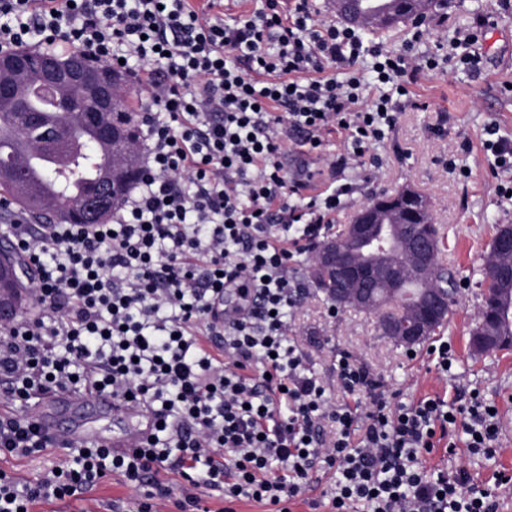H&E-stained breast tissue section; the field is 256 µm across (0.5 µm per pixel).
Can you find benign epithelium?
Instances as JSON below:
<instances>
[{
	"label": "benign epithelium",
	"mask_w": 512,
	"mask_h": 512,
	"mask_svg": "<svg viewBox=\"0 0 512 512\" xmlns=\"http://www.w3.org/2000/svg\"><path fill=\"white\" fill-rule=\"evenodd\" d=\"M25 55L20 52L0 54V97L14 94L25 75ZM44 76L52 83L72 85L81 96L94 102L95 112L89 117L104 120L103 130L109 140L123 139V134L112 127V113L118 110L115 89L124 82L121 74L110 66L93 65L81 57L46 58ZM132 165L114 171L92 194L83 219L96 224L109 214L112 201L127 184ZM396 195L414 204L416 212L405 213L407 224H382L383 208L373 202L357 210L351 223L344 225L340 238L321 243L312 261V272L320 278H332L330 300L334 305L351 308L378 318L382 334L405 347H413L428 339L436 322L450 313L448 294L438 288L408 296L402 286L401 274L391 263H373L366 256L377 250L387 251L393 246L408 257L410 270L423 280L431 276L439 248L431 229L418 224L420 216L432 214L428 198L420 197L410 186L396 190ZM498 252L502 261L489 271L502 283L499 302L512 300V225H500L497 234ZM21 311L17 299V279L0 278V319L10 318ZM497 322L480 317L472 333L471 345L477 354L512 345V336H503L496 330Z\"/></svg>",
	"instance_id": "1"
}]
</instances>
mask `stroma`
<instances>
[{"label": "stroma", "instance_id": "stroma-1", "mask_svg": "<svg viewBox=\"0 0 512 512\" xmlns=\"http://www.w3.org/2000/svg\"><path fill=\"white\" fill-rule=\"evenodd\" d=\"M445 8L461 28L485 17L487 34L477 46L484 59L480 74L469 75L452 64L435 73H420L410 86L412 105L400 113L385 141L345 167L332 164L333 157L343 151L335 132L325 135L322 147L315 151L288 142L284 162L289 174L302 175L305 185L299 194L303 197L351 184V193L326 230L330 236L375 193L410 185L429 196L434 220L445 235L440 259L456 277L449 324L429 342L407 349L383 337L374 316L351 309L329 314V302L310 278L312 260L306 253L295 265L306 293L288 314V334L310 372L327 384L331 398L339 404L348 400L335 370L344 353L352 354L384 382L393 410L436 395L460 406L467 403L471 391H479L498 411L495 453L471 452L458 429L453 434L454 458H447L440 447L426 455L425 466L451 475L466 469L475 489L493 490L499 512H512V482L497 481L498 473L512 475V351L476 355L470 349L490 243L497 225L512 224V199L502 192L504 186H512V169L495 167L491 151L485 148L486 130L491 126L498 137L512 141V93L507 90L512 84V7L495 9L489 0H447ZM443 341L454 353L446 375L428 353L430 345ZM35 404L67 429L108 437L124 428L111 412L89 401L70 406L47 395L36 398ZM137 496V490L116 475L78 496L35 505L34 512H118V504Z\"/></svg>", "mask_w": 512, "mask_h": 512}]
</instances>
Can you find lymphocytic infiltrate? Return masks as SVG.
Instances as JSON below:
<instances>
[{
    "label": "lymphocytic infiltrate",
    "instance_id": "1",
    "mask_svg": "<svg viewBox=\"0 0 512 512\" xmlns=\"http://www.w3.org/2000/svg\"><path fill=\"white\" fill-rule=\"evenodd\" d=\"M223 0H0V52L63 49L121 70L140 107L141 176L101 224L19 221L9 238L27 265L30 309L0 322V454L75 453L76 468L27 482L0 470V512L75 496L119 474L142 495L131 512H198L161 472H195L226 502L288 512L314 471L331 470L333 512H498L469 477L428 476L422 454L462 427L490 452L496 413L478 393L388 412L382 382L343 356L339 385L372 408L332 403L287 336L302 293L294 256L307 252L352 187L297 201L282 154L344 135L345 159L366 155L397 122L421 70L457 60L480 73L481 32L455 29L442 53L401 51L361 27L318 19L314 0H265L225 20ZM238 305L216 315L228 293ZM104 393L153 422L129 448L48 433L16 411L40 395Z\"/></svg>",
    "mask_w": 512,
    "mask_h": 512
}]
</instances>
